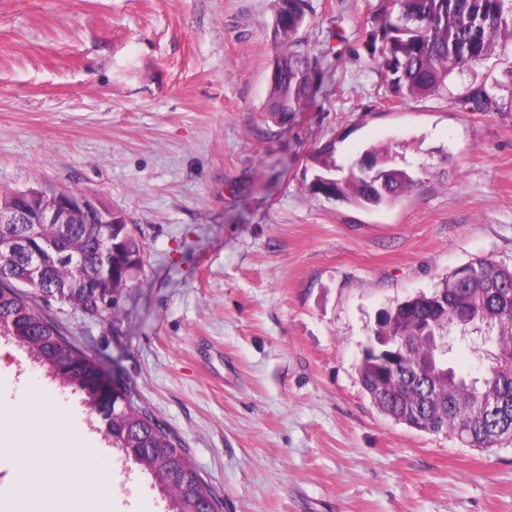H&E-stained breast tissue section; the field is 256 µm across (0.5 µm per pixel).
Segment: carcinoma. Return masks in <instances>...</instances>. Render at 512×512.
Instances as JSON below:
<instances>
[{
	"instance_id": "obj_1",
	"label": "carcinoma",
	"mask_w": 512,
	"mask_h": 512,
	"mask_svg": "<svg viewBox=\"0 0 512 512\" xmlns=\"http://www.w3.org/2000/svg\"><path fill=\"white\" fill-rule=\"evenodd\" d=\"M383 24L372 40V64L386 69L394 96H434L448 80L470 71L495 49L512 44V0H382ZM273 33L283 46L270 77L269 107L286 124L307 97L316 58L298 48L295 35L308 23L306 0H274ZM473 112H512V69L508 82L490 87L473 83L464 98ZM335 148L316 155L319 167L309 190L357 206H390L419 183L399 145L370 147L348 166L336 164ZM23 224H0V240L17 250L35 246L44 253L47 272L28 282L15 259L0 266V325L5 335L27 348L34 362L60 385L78 383L83 402L104 421V434L142 470L162 475L171 512H216L217 504L176 438L146 413L125 402L119 388L101 386L100 362L72 346L37 305L54 300L84 313L114 310L131 287L141 248L118 213L112 223L44 224L40 237L24 236ZM112 252V279L103 290L85 287L99 278L97 255ZM459 282L449 275L430 294L421 293L385 311L374 336H407L401 350L392 341L372 343L363 352L359 373L373 402L401 422L419 412L436 431L448 430L462 443L490 449L512 439V268L489 258L464 265ZM496 330L497 359L483 361L484 372L470 379L454 368L436 372L435 336L480 326Z\"/></svg>"
}]
</instances>
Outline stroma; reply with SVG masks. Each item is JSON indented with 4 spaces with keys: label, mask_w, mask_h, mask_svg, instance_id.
Wrapping results in <instances>:
<instances>
[{
    "label": "stroma",
    "mask_w": 512,
    "mask_h": 512,
    "mask_svg": "<svg viewBox=\"0 0 512 512\" xmlns=\"http://www.w3.org/2000/svg\"><path fill=\"white\" fill-rule=\"evenodd\" d=\"M380 4L308 0L318 74L280 125L272 0H0V194L99 198L142 246L115 314L41 309L177 438L219 512H512V443L411 429L358 373L380 311L474 258L512 267V112L461 102L512 46L398 100L367 68ZM389 141L425 169L396 204L310 192L317 149L346 164ZM23 376L102 436L0 336V381ZM112 466V512H168L153 475Z\"/></svg>",
    "instance_id": "1"
}]
</instances>
